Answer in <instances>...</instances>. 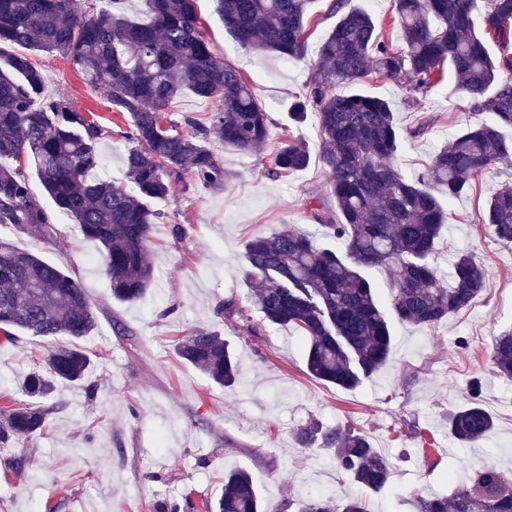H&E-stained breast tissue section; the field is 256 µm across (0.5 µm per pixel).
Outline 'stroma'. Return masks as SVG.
<instances>
[{"instance_id":"35a3bbf8","label":"stroma","mask_w":512,"mask_h":512,"mask_svg":"<svg viewBox=\"0 0 512 512\" xmlns=\"http://www.w3.org/2000/svg\"><path fill=\"white\" fill-rule=\"evenodd\" d=\"M330 2L314 0L317 24L305 55L285 59L241 48L225 29L215 0H197L213 54L251 82L268 113L271 138L304 139L311 163L304 171L272 178L264 156L228 153L212 142L227 173L225 190L209 193L179 184L168 198L154 201L160 218L147 258L157 282L140 300H113L98 244L84 238L68 216L55 213L59 234L50 246L36 236L0 229L1 239L68 268L97 320L80 341L92 359L84 380L58 383L54 399L60 412L51 417L46 434L23 444L28 468L12 470V449L0 448V512H158L165 501L179 504L181 512H207L223 490L225 473L240 469L251 474L262 498L275 504L360 496L369 512H417V498L452 497L457 485L469 480L478 456L512 468V381L494 375L489 364L495 337L512 328V245L491 241L479 221L503 173L486 176L451 204L436 254L443 274L455 255L477 254L486 272L483 293L435 327L394 323L388 364L357 389L341 390L310 377L296 331L266 326L246 341L215 314L227 298L251 304L243 257L250 236L316 227L305 203L326 196L320 130L312 114L289 126L288 109L335 23ZM32 61L44 76L46 95L69 100L103 129L99 175L128 185L124 117L70 61L46 53ZM337 91L389 101L402 133L395 163L409 177L423 173L433 155L476 119L452 73L420 94L374 75ZM423 116L432 124L424 135H414ZM177 224L185 230L179 238L173 234ZM199 327L220 330L232 344L240 362L234 386L212 383L176 356V341ZM50 347L26 332L11 344L0 340V407L21 399L22 378ZM475 379L496 434L465 448L450 434L447 414L468 402ZM314 421L371 436L394 461L386 487L359 491L324 451L303 448L298 432Z\"/></svg>"}]
</instances>
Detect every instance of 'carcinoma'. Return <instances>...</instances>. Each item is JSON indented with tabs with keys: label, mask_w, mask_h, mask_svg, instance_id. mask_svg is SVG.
<instances>
[{
	"label": "carcinoma",
	"mask_w": 512,
	"mask_h": 512,
	"mask_svg": "<svg viewBox=\"0 0 512 512\" xmlns=\"http://www.w3.org/2000/svg\"><path fill=\"white\" fill-rule=\"evenodd\" d=\"M144 21L119 12L87 15L76 0H0V157L17 162L0 166V228L34 233L50 245L56 240L53 215L37 202L23 164L34 167L56 210L100 246L111 280L112 297L139 300L153 280L146 259L160 213L151 206L168 197L190 175L196 186L224 191V165L210 148L268 159V175L285 177L307 169L308 145L288 136L269 135V116L252 86L233 67L217 60L198 17L195 0H140ZM334 0L336 24L319 47V62L307 92L296 97L289 116L301 121L317 115L327 187L336 200V220L319 225L336 239L337 249L322 248L301 230L255 235L244 247L254 283V321L237 302L216 309L239 336L260 335V323L297 331L305 347L307 373L342 390H354L379 371L392 349L397 320L432 328L461 312L486 286L485 270L470 253L456 257L443 282L434 257L448 224L446 203L453 202L494 165L512 157V83L499 81L512 59L492 58L487 40L512 48V0H483L482 30L473 14L477 0H394L401 41L393 44L378 31L370 14ZM312 0H216L224 26L246 49L297 57L306 50L314 24ZM6 46L56 53L70 60L97 89L112 111L129 117L125 136L132 142L124 164L135 191L92 179L98 167L103 132L63 98H44L43 76L24 53ZM455 73L474 112L495 121H475L433 156L415 178L392 163L399 131L390 103L367 94L336 93V86L370 72L408 84L420 93ZM189 91L212 104L207 122L182 118L186 130L169 120L173 101ZM444 189L448 202L438 196ZM481 223L499 244H512V184L489 198ZM387 267L391 298L383 305L367 272ZM95 326L84 288L65 268L32 252L0 242V337L16 331L58 340L79 339ZM176 355L214 383L229 387L238 379L230 344L217 330L199 328L176 344ZM491 367L512 380V330L495 337ZM90 355L55 345L24 379L26 401L0 409V447L17 446L41 434L59 409L52 400L55 382H80ZM448 429L462 445L489 439L496 426L483 407L478 384L471 399L448 413ZM298 441L328 451L337 470L361 487L379 491L393 471L370 437L354 428L313 422ZM474 476L457 487L452 499L417 500L418 512H512V478L490 462L474 466ZM295 512H368L359 498L342 501L305 498ZM210 512H273L245 471L224 475V491Z\"/></svg>",
	"instance_id": "cac0c4a2"
}]
</instances>
